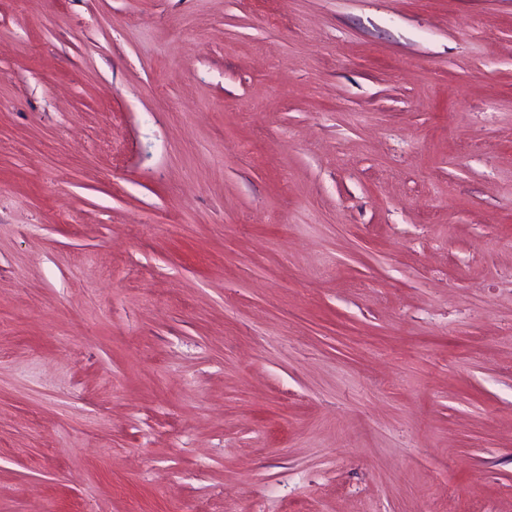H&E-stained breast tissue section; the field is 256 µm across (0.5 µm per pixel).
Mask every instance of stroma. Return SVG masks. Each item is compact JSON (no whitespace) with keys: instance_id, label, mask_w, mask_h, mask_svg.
<instances>
[{"instance_id":"1","label":"stroma","mask_w":512,"mask_h":512,"mask_svg":"<svg viewBox=\"0 0 512 512\" xmlns=\"http://www.w3.org/2000/svg\"><path fill=\"white\" fill-rule=\"evenodd\" d=\"M0 512H512V0H0Z\"/></svg>"}]
</instances>
